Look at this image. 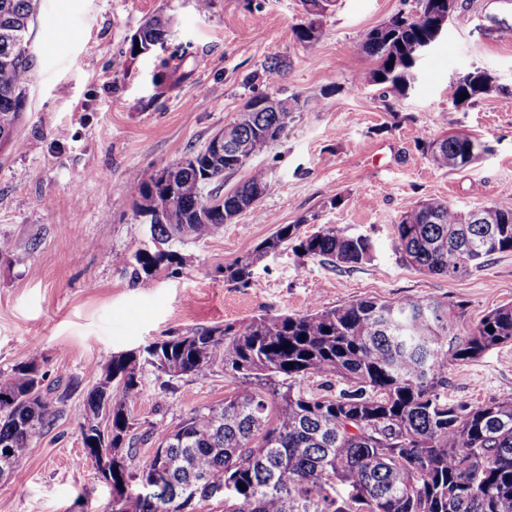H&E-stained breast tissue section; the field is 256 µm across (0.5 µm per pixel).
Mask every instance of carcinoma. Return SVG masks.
Here are the masks:
<instances>
[{
  "mask_svg": "<svg viewBox=\"0 0 512 512\" xmlns=\"http://www.w3.org/2000/svg\"><path fill=\"white\" fill-rule=\"evenodd\" d=\"M432 0L398 12L371 29L356 52L376 66L358 84L383 85L401 94L413 77L417 46L433 36ZM39 0H0V147L13 142L29 101L28 47ZM170 17L156 14L138 29L132 44L147 52L169 38ZM297 41L317 39L314 23L294 28ZM482 71L458 78L454 101L479 96ZM255 93L226 126L221 156L212 143L175 168L168 183L149 170L138 179L140 201H160L150 219L154 249L135 255L147 276L177 268L182 258L169 242L204 239L246 211H256L268 187L267 172L253 169L233 190L224 177L277 140L299 110L256 106ZM471 139L447 136L428 146L439 168L469 166ZM489 224L471 221L449 202L430 198L409 207L394 225L402 262L431 274L463 276L489 257L512 252V205L486 211ZM308 219L281 224L254 253L224 267V278L246 286L259 257L288 243L300 258L331 268L371 261L372 239L323 224L308 234ZM462 306L435 299L391 303L365 297L303 314L260 315L234 327L200 328L114 355L88 393L81 435L112 420L113 512H194L184 486L203 480L224 489L221 512H512V397L467 405L448 402V366L512 343V304L484 314L464 335L455 333ZM494 331H488V328ZM234 391L224 402L191 414L174 430L158 428L156 453L138 472L129 470L133 423L128 406L141 394L140 368L147 363L174 378L201 375L217 362ZM34 369L20 365L0 374V450L14 468L33 438L50 422L54 389L39 386ZM320 378L327 392L302 382ZM137 480L141 489L128 493ZM244 488H239V485Z\"/></svg>",
  "mask_w": 512,
  "mask_h": 512,
  "instance_id": "cac0c4a2",
  "label": "carcinoma"
}]
</instances>
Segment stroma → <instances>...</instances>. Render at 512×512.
I'll return each mask as SVG.
<instances>
[{"instance_id":"obj_1","label":"stroma","mask_w":512,"mask_h":512,"mask_svg":"<svg viewBox=\"0 0 512 512\" xmlns=\"http://www.w3.org/2000/svg\"><path fill=\"white\" fill-rule=\"evenodd\" d=\"M415 5L337 0L305 47L293 34L305 17L301 0H212L205 13L195 0H40L29 102L13 143L0 148V238L13 246L0 256V373L35 362L61 400L28 455L0 480V512H112L111 486L82 460L79 415L113 354L194 328L364 297L461 305L462 330L512 303L510 252L453 278L404 265L395 252L394 226L414 203L440 198L467 211L512 200V41L496 32L512 25V0H458L406 95L355 85L375 66L356 45ZM160 11L173 16L180 47L166 68L158 53L130 52L140 26ZM77 29L83 40H73ZM274 58L285 66L269 85L261 75ZM474 68L489 71L497 88L455 107L452 86ZM256 90L308 102L277 142L224 179L230 190L251 169L267 170L257 210L267 221L247 211L211 237L175 242L183 263L173 273L138 276L116 263L152 246L134 206L142 173L202 149ZM453 133L480 143L476 163H432L425 142ZM311 214L369 235L372 260L334 270L285 247L256 262L249 285L225 279V266L253 253L277 225ZM141 381L128 410L134 471L159 444L155 427L175 428L232 390L220 362L180 378L147 365ZM510 396V343L448 368L449 402Z\"/></svg>"}]
</instances>
